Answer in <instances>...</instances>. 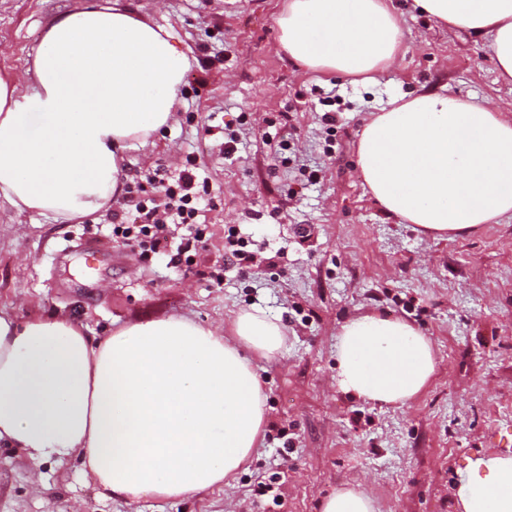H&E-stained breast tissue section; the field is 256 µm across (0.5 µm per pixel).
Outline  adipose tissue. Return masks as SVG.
Wrapping results in <instances>:
<instances>
[{"label":"adipose tissue","mask_w":512,"mask_h":512,"mask_svg":"<svg viewBox=\"0 0 512 512\" xmlns=\"http://www.w3.org/2000/svg\"><path fill=\"white\" fill-rule=\"evenodd\" d=\"M442 25L487 36L512 81V0H413ZM392 0H285L281 49L317 72L373 81L402 50ZM191 66L170 31L94 0L55 16L27 70L0 77V203L55 221L81 219L121 193L123 153L169 126ZM357 163L384 210L448 239L512 214V116L474 99L422 93L390 101L364 126ZM287 334L264 311L231 335L182 316L87 336L69 316L0 313V444L38 464L78 457L100 494L129 501L201 495L258 448L266 395L254 357ZM336 381L402 406L436 371L430 340L370 315L339 335ZM461 512H512V455L475 461L455 490Z\"/></svg>","instance_id":"1"}]
</instances>
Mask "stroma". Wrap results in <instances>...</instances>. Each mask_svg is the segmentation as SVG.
I'll list each match as a JSON object with an SVG mask.
<instances>
[{"label":"stroma","instance_id":"35a3bbf8","mask_svg":"<svg viewBox=\"0 0 512 512\" xmlns=\"http://www.w3.org/2000/svg\"><path fill=\"white\" fill-rule=\"evenodd\" d=\"M89 0H0V75L21 76L56 15ZM283 0H124L171 30L192 60L162 134L124 153L123 179L196 166L210 203L192 265L143 258L112 238L124 197L66 224L0 206V310L18 321L72 315L89 336L180 315L229 326L260 309L288 333L256 360L264 438L230 485L189 499L102 496L79 459L31 464L0 446V512H320L362 484L377 512H455L453 487L476 458L512 453V215L435 240L388 214L356 165L360 132L393 98L420 91L477 97L512 111L483 38L394 0L403 49L375 83L313 72L279 47ZM238 143L224 152V135ZM306 227L299 237L298 227ZM236 232L249 260L226 252ZM100 248L88 275L84 247ZM221 285H211L210 272ZM427 336L437 371L402 407L336 382L340 326L367 314Z\"/></svg>","mask_w":512,"mask_h":512}]
</instances>
